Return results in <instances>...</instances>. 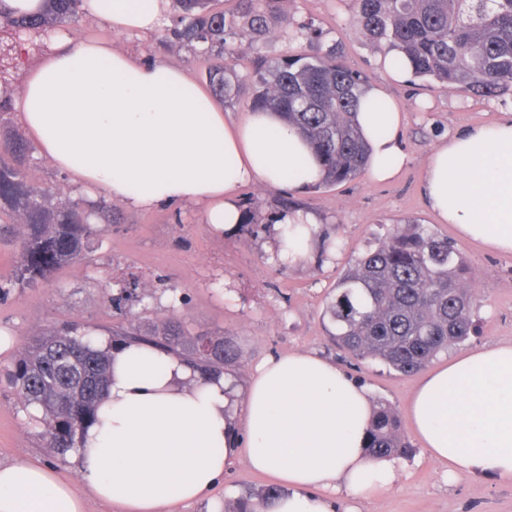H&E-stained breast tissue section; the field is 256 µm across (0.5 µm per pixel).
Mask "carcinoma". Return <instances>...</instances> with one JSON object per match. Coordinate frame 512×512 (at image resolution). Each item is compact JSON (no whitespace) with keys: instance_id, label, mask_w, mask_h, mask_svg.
Returning <instances> with one entry per match:
<instances>
[{"instance_id":"obj_1","label":"carcinoma","mask_w":512,"mask_h":512,"mask_svg":"<svg viewBox=\"0 0 512 512\" xmlns=\"http://www.w3.org/2000/svg\"><path fill=\"white\" fill-rule=\"evenodd\" d=\"M215 0H175L179 15L166 39L181 46H202L216 53L207 71L213 93L234 99L244 80L226 46L246 26L256 40L269 32V13L262 4L273 0H241L236 18L213 7ZM357 28L372 42L394 51V66H407L416 78L429 77L450 88L497 97L512 90V0H351ZM84 0H43V8L16 16L0 11V23L10 28L0 38V75L13 42L39 32L47 34L79 22ZM285 26L313 42L319 33L309 22ZM267 76L254 87L251 107L278 113L314 148L331 186L355 179L366 168L368 148L356 121L361 74L337 61L336 51L298 52L261 60ZM12 162H0V229L19 245L12 278L0 281V295L35 285L58 267L81 259L99 244L102 225L117 220L112 204L51 203L52 187H36L26 164L30 147L10 132L0 139V152ZM17 214L22 223L4 225ZM468 267L446 237L418 225L396 228L374 248L358 256L336 285L337 294L325 310L336 331L330 339L356 360L376 361L402 374L421 371L448 346L465 341L474 331L475 298L466 287ZM147 294L136 280L124 281L109 294L115 313V344L148 343L171 352L192 366L203 379L236 372L244 357L230 336L207 331L194 335L182 325L166 322L145 327L133 321V308ZM79 325L51 327L33 338L22 357L7 372L24 404L36 406L35 422L53 456L65 458L79 448L85 427L110 382L107 353L97 349ZM367 448L375 457H401L412 451L395 410L374 405ZM282 489L269 485L248 489L226 512H252L248 504L278 497Z\"/></svg>"}]
</instances>
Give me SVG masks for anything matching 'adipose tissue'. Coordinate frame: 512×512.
<instances>
[{
  "label": "adipose tissue",
  "mask_w": 512,
  "mask_h": 512,
  "mask_svg": "<svg viewBox=\"0 0 512 512\" xmlns=\"http://www.w3.org/2000/svg\"><path fill=\"white\" fill-rule=\"evenodd\" d=\"M170 0H86L112 31L155 32ZM13 92L40 155L84 194L130 211L196 203L212 234L239 223L237 192L258 183L301 191L322 170L308 142L271 111L232 120L179 67L111 42L60 32ZM357 122L371 181L406 163L402 112L383 89L362 95ZM427 204L458 236L512 254V117L472 126L431 150ZM316 218L297 210L277 226L280 258L310 261ZM111 382L77 451L79 482L39 462L0 463V512H84L85 492L122 512H166L203 499L244 460L285 493L255 512H336L343 500L390 489L399 462L366 449L373 401L316 354L263 360L246 385L202 381L178 356L146 344L113 345ZM409 428L449 474L512 482V343L461 354L418 383Z\"/></svg>",
  "instance_id": "ef3b65f1"
}]
</instances>
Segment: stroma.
<instances>
[{"label":"stroma","mask_w":512,"mask_h":512,"mask_svg":"<svg viewBox=\"0 0 512 512\" xmlns=\"http://www.w3.org/2000/svg\"><path fill=\"white\" fill-rule=\"evenodd\" d=\"M283 13L321 28L323 47L336 48L368 84L386 87L404 115L407 163L393 180L383 183L363 175L303 192L260 184L242 187L243 218L221 237L211 234L200 208L194 205L145 212L117 207L119 223L106 225L101 245L85 260L65 264L49 280L14 289L0 299V329L8 330L13 338L12 347L0 353L1 463L39 461L58 469L68 480H78L74 456L62 461L51 456L39 427L11 389L6 371L24 352L28 339L48 327L77 321L111 333L114 318L107 294L121 280L137 279L149 295L137 308L142 324L173 319L192 331L235 337L245 350L238 381H246L265 358L307 351L336 363L365 386L372 399L387 401L403 419L420 375H400L380 363L344 355L328 338L331 322L325 309L337 281L354 260L385 240L393 225L414 220L453 241L468 264L476 299L474 332L462 345L440 352L435 365L462 350L512 343V255L459 238L452 225L439 222L421 191L426 159L439 137L512 116V94L488 99L432 80L390 79L381 50L351 24L349 0H276L270 7V36L259 41L247 29H238L230 45L232 58L237 71L252 81H259L263 74L260 57H282L302 47L301 41L282 32L279 16ZM172 24V18H165L153 35L136 38L85 16L71 34L110 40L115 47L181 67L195 82L206 83L212 55L166 43L165 33ZM291 205L314 213L319 231L310 262L285 267L274 249V236L281 214ZM166 277L189 294L188 304L174 302L171 293L164 291ZM267 483V477L238 461L205 500L177 503L169 512H215L233 504L243 489ZM358 510L512 512V484L466 474L446 475L444 467L417 444L403 458L394 488L362 500Z\"/></svg>","instance_id":"35a3bbf8"}]
</instances>
